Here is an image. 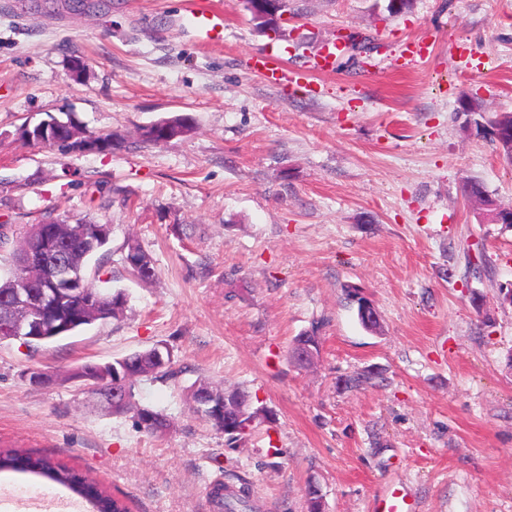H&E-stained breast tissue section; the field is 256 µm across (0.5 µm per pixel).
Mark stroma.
I'll use <instances>...</instances> for the list:
<instances>
[{
  "mask_svg": "<svg viewBox=\"0 0 512 512\" xmlns=\"http://www.w3.org/2000/svg\"><path fill=\"white\" fill-rule=\"evenodd\" d=\"M224 39L200 45L185 0H95L45 16L0 0V278L23 227L111 225L99 286L122 314L31 349L0 342V448L95 478L130 512H220L211 483L254 512H369L402 484L417 512H512V229L464 194L512 206V163L459 99L512 112V0H294L287 34L245 0H213ZM367 35L314 73L324 46ZM418 47L421 57H410ZM87 63L74 78L70 59ZM126 149L65 152L18 130L52 116ZM188 115L158 145L142 128ZM153 260L144 283L127 243ZM362 289L368 332L345 299ZM315 332L313 361L289 353ZM156 345L169 376L135 387L167 431L138 429L72 374ZM55 382L35 386V370ZM249 392L261 415L231 441L198 415V381Z\"/></svg>",
  "mask_w": 512,
  "mask_h": 512,
  "instance_id": "stroma-1",
  "label": "stroma"
}]
</instances>
